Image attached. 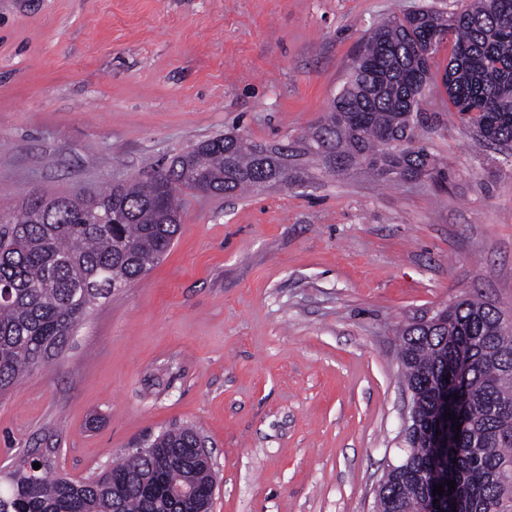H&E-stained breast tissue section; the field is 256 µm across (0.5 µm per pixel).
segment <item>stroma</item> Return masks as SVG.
Instances as JSON below:
<instances>
[{
    "label": "stroma",
    "mask_w": 512,
    "mask_h": 512,
    "mask_svg": "<svg viewBox=\"0 0 512 512\" xmlns=\"http://www.w3.org/2000/svg\"><path fill=\"white\" fill-rule=\"evenodd\" d=\"M461 0H0V215L32 191L146 176L224 133L293 153L290 182L181 197L174 245L0 396V478L82 481L172 426L212 452L213 512H374L399 460L396 333L475 296L512 319V147L441 76L422 141L448 179L378 181L300 149L393 13Z\"/></svg>",
    "instance_id": "35a3bbf8"
}]
</instances>
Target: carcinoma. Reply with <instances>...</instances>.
I'll list each match as a JSON object with an SVG mask.
<instances>
[{"label": "carcinoma", "mask_w": 512, "mask_h": 512, "mask_svg": "<svg viewBox=\"0 0 512 512\" xmlns=\"http://www.w3.org/2000/svg\"><path fill=\"white\" fill-rule=\"evenodd\" d=\"M452 43L443 84L461 120L495 145L512 143V0H467L449 17L429 9L392 15L364 36L361 64L333 100L327 121L304 141L320 160L365 164L385 183L405 175L443 181L420 141L429 122L424 88L409 76ZM386 138L405 139L397 154ZM279 160L226 133L161 166L146 180L97 193L28 194L21 211L0 219V394L33 369L59 357L81 319L112 290L148 273L182 224V190L221 194L259 191L276 180ZM435 328L400 331L399 360L416 390L421 441L437 414L432 380L465 355L466 376L448 392L468 388L457 447L447 449L446 474L456 512H508L512 501V324L486 302L460 299L442 309ZM205 439L195 427L158 435L85 481L51 475L47 460L24 459L0 488V512H199L214 473L203 462ZM40 464V469L33 464ZM430 449L407 445L384 475L377 512H421L428 491Z\"/></svg>", "instance_id": "cac0c4a2"}]
</instances>
